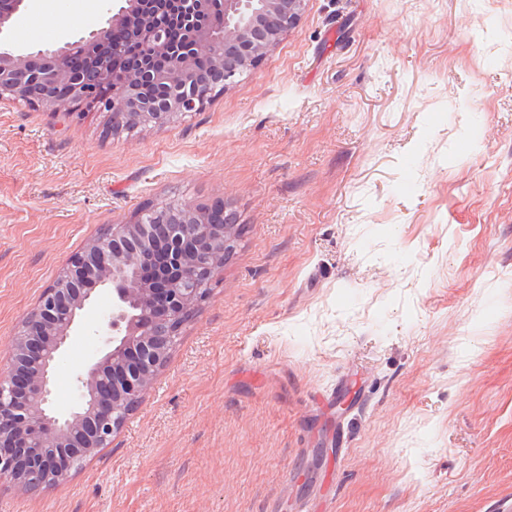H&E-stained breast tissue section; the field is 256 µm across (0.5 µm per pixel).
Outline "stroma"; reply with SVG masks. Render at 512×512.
<instances>
[{
  "label": "stroma",
  "mask_w": 512,
  "mask_h": 512,
  "mask_svg": "<svg viewBox=\"0 0 512 512\" xmlns=\"http://www.w3.org/2000/svg\"><path fill=\"white\" fill-rule=\"evenodd\" d=\"M106 8L54 0L0 47ZM0 100V369L66 260L149 205L244 231L110 448L0 512H502L512 505V0H305L163 127ZM101 292L57 407L101 346Z\"/></svg>",
  "instance_id": "1"
}]
</instances>
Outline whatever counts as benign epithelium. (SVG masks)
<instances>
[{
  "mask_svg": "<svg viewBox=\"0 0 512 512\" xmlns=\"http://www.w3.org/2000/svg\"><path fill=\"white\" fill-rule=\"evenodd\" d=\"M168 2L116 0L107 26L85 39L34 54L1 50L0 99L52 113L84 103L111 113L114 133L126 125L164 126L198 110L208 94L258 64L296 28L304 0H224L219 27L206 22L213 0H176L186 27L185 45L177 50L160 17ZM26 7L27 0H0V34ZM119 28L135 33L149 53L117 84L112 58L123 54L124 45L112 33ZM76 47L89 70L68 65ZM158 55L171 59L162 74L152 64ZM201 55L212 61L202 79L193 66ZM154 81L184 92L138 100V85ZM146 213L149 220L140 213L127 224H113L72 255L11 337L8 367L0 376V488L35 493L65 484L110 447L237 245L238 225L209 224L206 212L193 206L151 205ZM100 287L112 289V306L98 323L102 346L75 374V405L56 412L51 396L57 358Z\"/></svg>",
  "mask_w": 512,
  "mask_h": 512,
  "instance_id": "1",
  "label": "benign epithelium"
}]
</instances>
